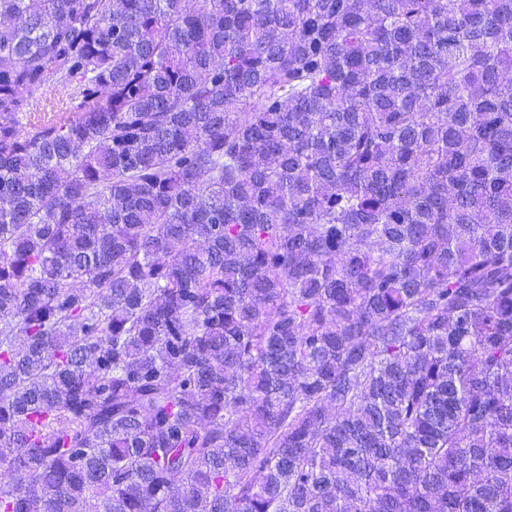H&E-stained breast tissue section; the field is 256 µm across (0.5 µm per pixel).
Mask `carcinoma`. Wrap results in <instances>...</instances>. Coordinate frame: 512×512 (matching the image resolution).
<instances>
[{"label": "carcinoma", "instance_id": "1", "mask_svg": "<svg viewBox=\"0 0 512 512\" xmlns=\"http://www.w3.org/2000/svg\"><path fill=\"white\" fill-rule=\"evenodd\" d=\"M0 512H512V0H0ZM76 96L75 82H64L57 77L47 79L29 99L23 119L26 130L72 118L78 102Z\"/></svg>", "mask_w": 512, "mask_h": 512}]
</instances>
